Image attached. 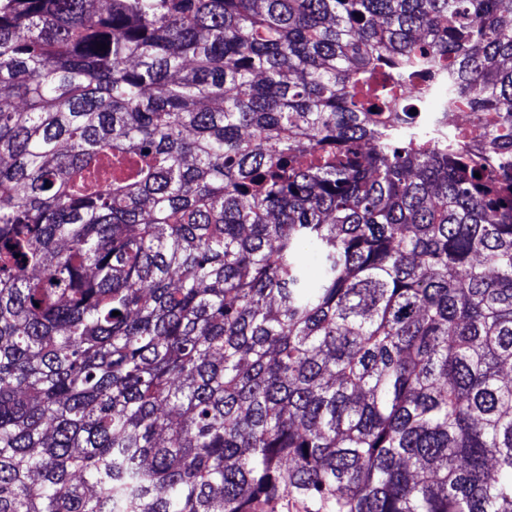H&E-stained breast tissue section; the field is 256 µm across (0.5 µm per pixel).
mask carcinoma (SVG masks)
Returning <instances> with one entry per match:
<instances>
[{"label":"carcinoma","instance_id":"obj_1","mask_svg":"<svg viewBox=\"0 0 512 512\" xmlns=\"http://www.w3.org/2000/svg\"><path fill=\"white\" fill-rule=\"evenodd\" d=\"M97 2L0 0V512H512V0ZM475 112H448L443 127L448 129V138L456 135L463 129H470L472 132L465 142L466 151L474 157H485L486 138L484 130L475 119Z\"/></svg>","mask_w":512,"mask_h":512}]
</instances>
